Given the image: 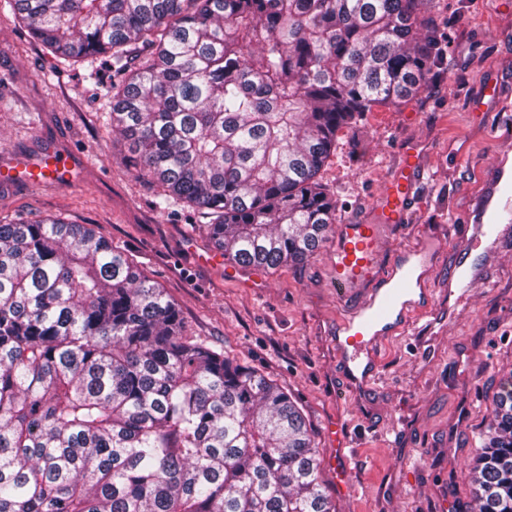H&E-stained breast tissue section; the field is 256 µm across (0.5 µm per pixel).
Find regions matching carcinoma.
Segmentation results:
<instances>
[{
  "label": "carcinoma",
  "instance_id": "obj_1",
  "mask_svg": "<svg viewBox=\"0 0 512 512\" xmlns=\"http://www.w3.org/2000/svg\"><path fill=\"white\" fill-rule=\"evenodd\" d=\"M55 57L112 69V129L153 206L232 263L327 241L337 132L428 85L424 0H8ZM512 512V375L471 468ZM0 512H337L312 431L260 371L91 224L0 218Z\"/></svg>",
  "mask_w": 512,
  "mask_h": 512
}]
</instances>
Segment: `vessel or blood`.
<instances>
[{
  "label": "vessel or blood",
  "instance_id": "obj_1",
  "mask_svg": "<svg viewBox=\"0 0 512 512\" xmlns=\"http://www.w3.org/2000/svg\"><path fill=\"white\" fill-rule=\"evenodd\" d=\"M418 156L406 149L391 172L377 205L378 221L361 224L345 219L335 228L332 241L331 271L337 294L347 289L364 287L357 306L348 310L341 320L336 338V353L352 384L369 387L378 377L376 349L384 340L404 330L407 319L431 296L425 286L428 255L423 246L404 247L386 274H378L381 225L406 223L417 202ZM80 161L57 148H47L37 158L18 156L0 164V186L17 184L66 186L80 180ZM381 276L380 287H369L374 276ZM331 453L329 466L336 479V488L348 492L354 486V473L349 463L353 445L343 418H336L326 430Z\"/></svg>",
  "mask_w": 512,
  "mask_h": 512
}]
</instances>
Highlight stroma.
Masks as SVG:
<instances>
[{"mask_svg": "<svg viewBox=\"0 0 512 512\" xmlns=\"http://www.w3.org/2000/svg\"><path fill=\"white\" fill-rule=\"evenodd\" d=\"M427 14L442 51L434 81L342 128L319 173L337 218L365 222L402 150L418 153L426 205L386 232L380 264L401 243L429 244L433 298L381 344L379 378L363 390L345 378L334 346L360 294L337 301L329 246L300 265L245 267L218 256L199 214L156 210L109 124L110 68L59 62L0 0V160L61 144L87 162L70 189L0 188V217L95 225L179 304L188 335L288 390L321 456L327 422L343 414L356 447L354 490L340 494L322 470L338 512H473L472 459L493 395L512 375V214L498 239L469 254L475 287H448L489 186L512 176V0H433Z\"/></svg>", "mask_w": 512, "mask_h": 512, "instance_id": "1", "label": "stroma"}]
</instances>
